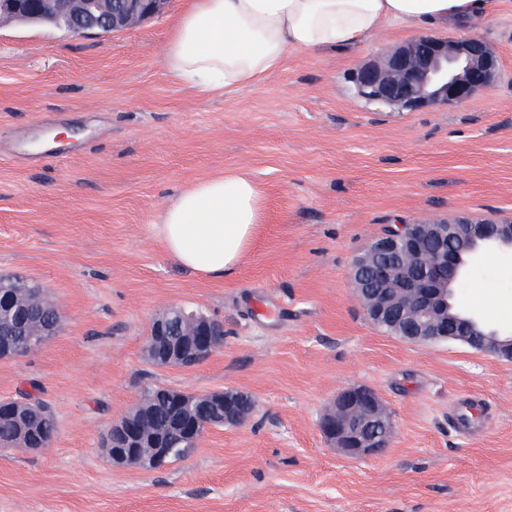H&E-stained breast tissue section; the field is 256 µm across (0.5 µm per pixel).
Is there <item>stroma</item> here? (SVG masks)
Masks as SVG:
<instances>
[{
  "instance_id": "35a3bbf8",
  "label": "stroma",
  "mask_w": 512,
  "mask_h": 512,
  "mask_svg": "<svg viewBox=\"0 0 512 512\" xmlns=\"http://www.w3.org/2000/svg\"><path fill=\"white\" fill-rule=\"evenodd\" d=\"M187 2L82 36L0 24V274L32 280L62 316L44 345L0 359V401L33 388L57 420L49 447L0 448V512H512V361L390 335L350 280L388 227L512 222V6L494 0L473 30L389 26L353 49L293 51L258 86L210 95L163 66ZM421 35L483 39L493 83L420 110L358 94V66ZM227 171L261 186L264 216L235 275L205 279L156 224ZM459 294L512 331V256L486 254ZM170 306L222 323L223 347L191 369L147 363ZM154 385L234 390L254 409L186 460L113 467L102 436ZM349 386L391 416L378 455L346 457L320 430ZM467 400L486 406L473 437L454 424Z\"/></svg>"
}]
</instances>
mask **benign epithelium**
<instances>
[{
  "label": "benign epithelium",
  "mask_w": 512,
  "mask_h": 512,
  "mask_svg": "<svg viewBox=\"0 0 512 512\" xmlns=\"http://www.w3.org/2000/svg\"><path fill=\"white\" fill-rule=\"evenodd\" d=\"M166 0H0V22H24L50 16L68 19L74 35L91 31L134 27L162 11ZM497 60L480 38L457 41L430 36L416 37L361 65L353 79L363 98L406 109L436 103H465L491 85ZM497 246L512 254V224L460 218L452 222L432 221L402 224L378 236L354 261L350 279L367 317L377 326L403 340L416 343L459 341L478 351L512 359V336L503 340L495 329L485 328L474 315L452 303L453 286L462 279L466 258L478 259L479 244ZM20 306L50 303L44 293H31L29 286L0 293V303ZM60 319L51 326L33 321L23 325L7 316L0 321L3 336H27L29 348L44 344L59 330ZM178 335L194 340L195 355L184 352L181 343L169 342L172 327ZM216 322L201 314L170 307L155 318L152 335L166 341L157 356L161 367L190 368L194 356L210 352L209 337ZM238 392L224 391L213 397L221 417L216 423L234 426L242 422L235 406ZM320 429L338 451L349 458L376 455L387 446L390 415L369 388L356 386L336 394L323 416ZM150 432L148 420L137 427L123 421L112 425V433L125 435L134 445L112 449V464L140 467L147 463L163 467L169 450L152 440L150 451L141 452L140 438Z\"/></svg>",
  "instance_id": "benign-epithelium-1"
}]
</instances>
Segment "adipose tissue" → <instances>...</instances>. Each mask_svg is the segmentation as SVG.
Listing matches in <instances>:
<instances>
[{
  "label": "adipose tissue",
  "instance_id": "1",
  "mask_svg": "<svg viewBox=\"0 0 512 512\" xmlns=\"http://www.w3.org/2000/svg\"><path fill=\"white\" fill-rule=\"evenodd\" d=\"M487 0H190L173 26L163 64L202 93L240 91L277 73L289 52L355 46L389 24H465ZM263 193L227 172L181 191L157 225L165 250L206 278L236 271L249 251Z\"/></svg>",
  "mask_w": 512,
  "mask_h": 512
}]
</instances>
